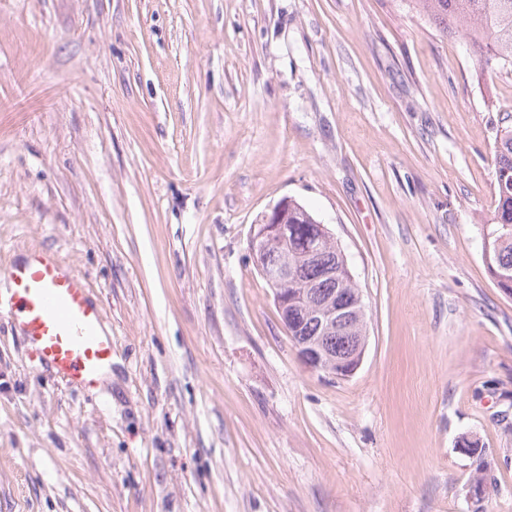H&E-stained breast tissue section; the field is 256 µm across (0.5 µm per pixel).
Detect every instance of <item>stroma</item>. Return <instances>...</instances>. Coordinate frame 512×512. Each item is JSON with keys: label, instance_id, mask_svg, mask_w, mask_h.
<instances>
[{"label": "stroma", "instance_id": "stroma-1", "mask_svg": "<svg viewBox=\"0 0 512 512\" xmlns=\"http://www.w3.org/2000/svg\"><path fill=\"white\" fill-rule=\"evenodd\" d=\"M501 112L512 71L399 0H0V275L52 254L112 336L85 389L0 313V512H512ZM285 196L362 294L348 379L252 262ZM502 119L497 120L494 127L493 156L496 174V207L490 219V227H502L508 224L507 231L511 242L501 249L496 260L495 268L501 266L512 269V113L503 112Z\"/></svg>", "mask_w": 512, "mask_h": 512}]
</instances>
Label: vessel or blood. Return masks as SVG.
<instances>
[{"instance_id":"b4317fda","label":"vessel or blood","mask_w":512,"mask_h":512,"mask_svg":"<svg viewBox=\"0 0 512 512\" xmlns=\"http://www.w3.org/2000/svg\"><path fill=\"white\" fill-rule=\"evenodd\" d=\"M8 310L39 359L67 382L95 386L112 364L102 309L82 277L40 250L0 276V310Z\"/></svg>"}]
</instances>
